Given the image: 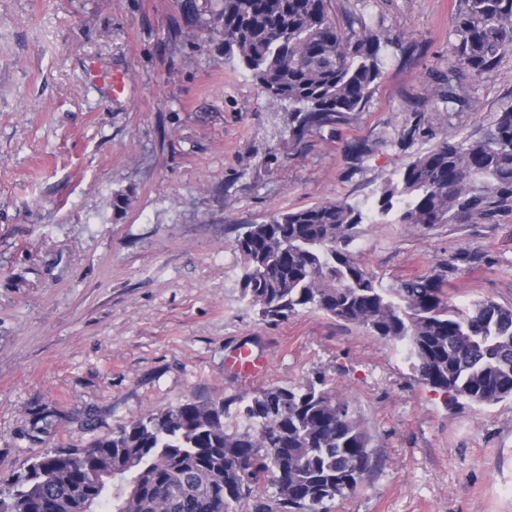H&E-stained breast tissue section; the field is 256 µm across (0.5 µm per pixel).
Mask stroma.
<instances>
[{
  "mask_svg": "<svg viewBox=\"0 0 512 512\" xmlns=\"http://www.w3.org/2000/svg\"><path fill=\"white\" fill-rule=\"evenodd\" d=\"M221 9L0 0V478L150 411L321 376L354 397L378 460L336 512H512V399L449 403L393 344L316 310L263 321L242 297L229 231L326 200L364 203L428 149L349 154L428 109L454 0H370L369 17L409 48L384 50L353 122L297 146L287 106L225 58ZM509 106L512 54L473 82L449 128L475 132ZM462 250L494 263L452 280L455 300L512 304V221L368 224L353 257L387 285ZM242 347L265 357L262 376L228 368Z\"/></svg>",
  "mask_w": 512,
  "mask_h": 512,
  "instance_id": "35a3bbf8",
  "label": "stroma"
}]
</instances>
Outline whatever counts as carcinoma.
<instances>
[{
    "label": "carcinoma",
    "instance_id": "cac0c4a2",
    "mask_svg": "<svg viewBox=\"0 0 512 512\" xmlns=\"http://www.w3.org/2000/svg\"><path fill=\"white\" fill-rule=\"evenodd\" d=\"M224 56L273 101L293 106L289 136L348 125L381 78V51L401 38L383 20L340 27L327 0H223ZM448 72L434 97L468 105L472 82L512 53V0H457ZM435 140L366 206L344 199L230 226L243 259V298L267 322L305 309L401 347L414 377L451 403L512 398V305L452 301L446 286L485 256L461 251L430 274L388 287L353 258L365 224H498L512 217V105L479 134L437 135L429 112L397 144ZM193 400L148 412L86 448H49L0 480V512H333L377 466L352 397L322 380L239 399ZM275 499L265 497L267 487Z\"/></svg>",
    "mask_w": 512,
    "mask_h": 512
}]
</instances>
